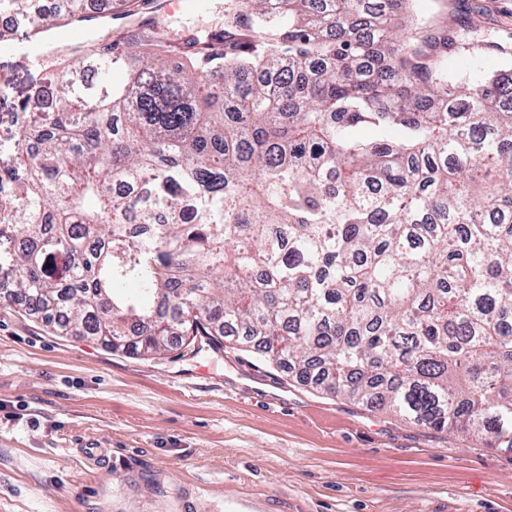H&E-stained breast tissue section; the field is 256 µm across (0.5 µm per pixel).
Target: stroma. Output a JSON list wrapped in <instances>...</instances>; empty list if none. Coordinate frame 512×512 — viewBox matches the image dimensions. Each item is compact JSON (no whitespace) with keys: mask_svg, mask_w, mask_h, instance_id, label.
Returning <instances> with one entry per match:
<instances>
[{"mask_svg":"<svg viewBox=\"0 0 512 512\" xmlns=\"http://www.w3.org/2000/svg\"><path fill=\"white\" fill-rule=\"evenodd\" d=\"M410 5L412 29L479 32L449 69L512 71V0ZM44 75L0 52V136ZM0 512H512V448L328 395L239 346L135 358L0 302Z\"/></svg>","mask_w":512,"mask_h":512,"instance_id":"1","label":"stroma"}]
</instances>
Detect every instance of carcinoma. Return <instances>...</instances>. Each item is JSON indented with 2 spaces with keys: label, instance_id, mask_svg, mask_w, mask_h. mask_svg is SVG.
I'll return each mask as SVG.
<instances>
[{
  "label": "carcinoma",
  "instance_id": "1",
  "mask_svg": "<svg viewBox=\"0 0 512 512\" xmlns=\"http://www.w3.org/2000/svg\"><path fill=\"white\" fill-rule=\"evenodd\" d=\"M34 2L0 0L21 36L57 23ZM304 2L226 0L247 34L197 30L176 64L148 20L51 65L52 108L0 141V295L136 357L233 337L512 448V72L449 75L460 33L395 42L409 0Z\"/></svg>",
  "mask_w": 512,
  "mask_h": 512
}]
</instances>
